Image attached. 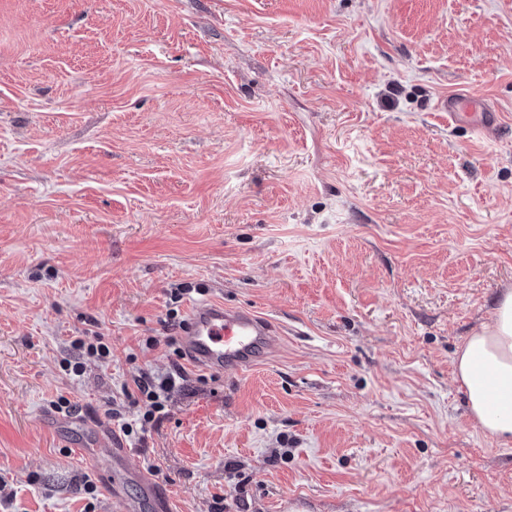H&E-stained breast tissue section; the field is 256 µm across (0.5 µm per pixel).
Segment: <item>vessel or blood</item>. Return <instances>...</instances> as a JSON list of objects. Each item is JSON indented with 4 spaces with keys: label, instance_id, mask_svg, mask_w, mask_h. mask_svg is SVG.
<instances>
[{
    "label": "vessel or blood",
    "instance_id": "b4317fda",
    "mask_svg": "<svg viewBox=\"0 0 512 512\" xmlns=\"http://www.w3.org/2000/svg\"><path fill=\"white\" fill-rule=\"evenodd\" d=\"M445 108L448 123L457 126L465 112L479 110L473 132L483 138L498 134L501 116L488 111L485 102L468 95L449 97ZM271 326L267 319L255 312L223 303L202 300L193 303L186 323L180 332V343L191 364L207 373H221L227 369L245 371L260 357L271 354L275 346L270 341ZM112 449V487L120 489L130 472L123 465L129 453L117 438L106 437Z\"/></svg>",
    "mask_w": 512,
    "mask_h": 512
}]
</instances>
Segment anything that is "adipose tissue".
I'll return each mask as SVG.
<instances>
[{"instance_id": "adipose-tissue-1", "label": "adipose tissue", "mask_w": 512, "mask_h": 512, "mask_svg": "<svg viewBox=\"0 0 512 512\" xmlns=\"http://www.w3.org/2000/svg\"><path fill=\"white\" fill-rule=\"evenodd\" d=\"M455 376L480 427L502 443H512V291L498 299L491 323L460 349Z\"/></svg>"}]
</instances>
